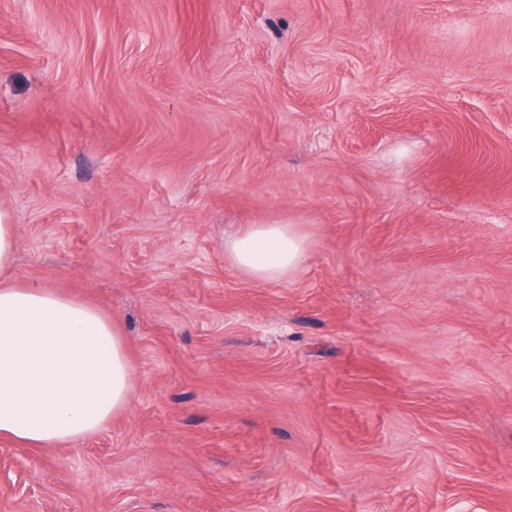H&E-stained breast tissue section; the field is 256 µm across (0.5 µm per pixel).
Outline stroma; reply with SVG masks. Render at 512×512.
<instances>
[{"instance_id":"stroma-1","label":"stroma","mask_w":512,"mask_h":512,"mask_svg":"<svg viewBox=\"0 0 512 512\" xmlns=\"http://www.w3.org/2000/svg\"><path fill=\"white\" fill-rule=\"evenodd\" d=\"M0 212L135 375L0 512H512V0H0ZM309 247L293 224H249L224 243L232 263L258 281L290 277L305 263Z\"/></svg>"}]
</instances>
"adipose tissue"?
I'll list each match as a JSON object with an SVG mask.
<instances>
[{
	"instance_id": "1",
	"label": "adipose tissue",
	"mask_w": 512,
	"mask_h": 512,
	"mask_svg": "<svg viewBox=\"0 0 512 512\" xmlns=\"http://www.w3.org/2000/svg\"><path fill=\"white\" fill-rule=\"evenodd\" d=\"M16 247L15 227L0 213V437L52 448L94 435L126 411L134 373L120 331L98 308L13 282ZM224 250L267 281L297 272L309 240L293 224H250Z\"/></svg>"
}]
</instances>
